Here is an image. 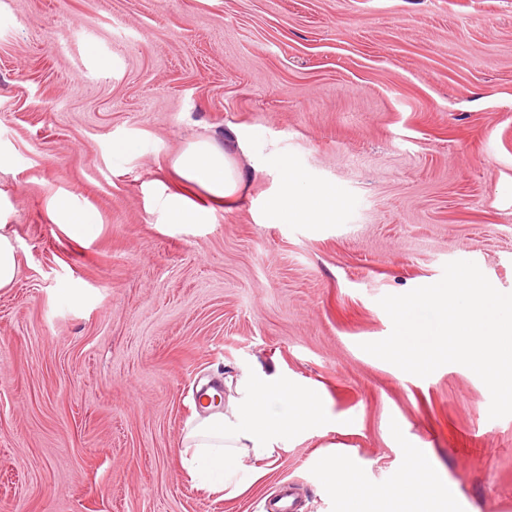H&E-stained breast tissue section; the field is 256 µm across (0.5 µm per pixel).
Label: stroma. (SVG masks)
Instances as JSON below:
<instances>
[{
  "label": "stroma",
  "instance_id": "obj_1",
  "mask_svg": "<svg viewBox=\"0 0 512 512\" xmlns=\"http://www.w3.org/2000/svg\"><path fill=\"white\" fill-rule=\"evenodd\" d=\"M204 139L239 170L231 198L174 167ZM286 166L334 216L266 221ZM170 195L207 223H171ZM58 196L94 213L91 240L56 222ZM0 210L19 258L0 512H268L286 480L299 512H348L332 444L367 512L418 448L449 512H512V416L490 419L480 378L361 348L392 330L381 297L448 262L512 293V0H0ZM258 369L322 415L224 499L179 441L202 382ZM326 482L334 487L349 490L354 496H359L358 485L354 481L357 474L354 462L349 457L338 456L331 458L326 467Z\"/></svg>",
  "mask_w": 512,
  "mask_h": 512
}]
</instances>
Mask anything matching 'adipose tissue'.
Wrapping results in <instances>:
<instances>
[{"mask_svg": "<svg viewBox=\"0 0 512 512\" xmlns=\"http://www.w3.org/2000/svg\"><path fill=\"white\" fill-rule=\"evenodd\" d=\"M175 167L186 180L200 185L216 198L232 197L239 185L233 159L215 142L190 143L177 157ZM273 221H298L316 224L330 214L329 193L310 191L299 177L285 174L281 193L270 203ZM223 404H208L205 414L187 425L180 442V454L193 481L208 490L235 497L243 488L235 477L243 459L272 465L288 432L306 426L321 414L318 399L311 389L288 385L278 375L249 372L226 382ZM287 397L289 411L280 415L270 404ZM454 489L420 474L405 477L385 495L383 512H395V503L412 504V512H426L429 502H451Z\"/></svg>", "mask_w": 512, "mask_h": 512, "instance_id": "ef3b65f1", "label": "adipose tissue"}]
</instances>
